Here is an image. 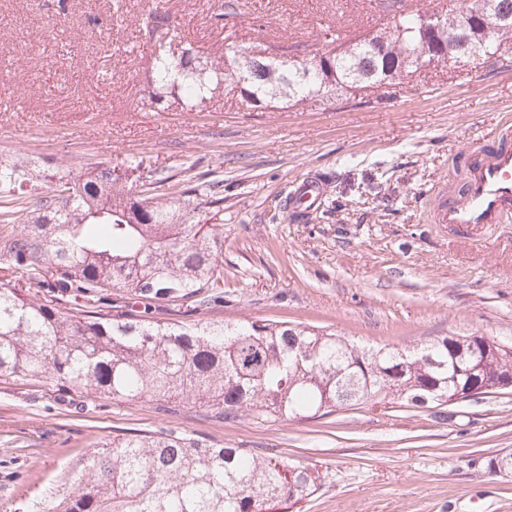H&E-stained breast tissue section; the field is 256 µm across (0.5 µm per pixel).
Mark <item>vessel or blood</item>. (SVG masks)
Listing matches in <instances>:
<instances>
[{"instance_id":"1","label":"vessel or blood","mask_w":512,"mask_h":512,"mask_svg":"<svg viewBox=\"0 0 512 512\" xmlns=\"http://www.w3.org/2000/svg\"><path fill=\"white\" fill-rule=\"evenodd\" d=\"M472 175L460 196L449 198L442 220L466 232L512 216V137L500 135L488 144L468 149ZM320 195V183L306 181L293 203L295 218H304Z\"/></svg>"}]
</instances>
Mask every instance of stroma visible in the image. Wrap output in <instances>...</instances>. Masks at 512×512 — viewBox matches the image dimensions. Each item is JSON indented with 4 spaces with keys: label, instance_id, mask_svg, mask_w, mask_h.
<instances>
[{
    "label": "stroma",
    "instance_id": "stroma-1",
    "mask_svg": "<svg viewBox=\"0 0 512 512\" xmlns=\"http://www.w3.org/2000/svg\"><path fill=\"white\" fill-rule=\"evenodd\" d=\"M0 0V160L46 169L140 162L223 208L224 301L203 320H270L405 347L442 336L512 346V223L461 235L429 223L469 177L464 150L512 116V68L465 61L358 91L343 104L249 109L225 83L195 112H149L151 47L141 18L168 13L202 52L224 42L325 43L384 27L370 0ZM321 180L308 219L288 200ZM167 426L273 452L319 470L300 512H512V388L435 409L358 405L320 418L164 419L146 403L59 394L0 378V512H42L76 463L128 430Z\"/></svg>",
    "mask_w": 512,
    "mask_h": 512
}]
</instances>
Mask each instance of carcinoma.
Segmentation results:
<instances>
[{"label":"carcinoma","mask_w":512,"mask_h":512,"mask_svg":"<svg viewBox=\"0 0 512 512\" xmlns=\"http://www.w3.org/2000/svg\"><path fill=\"white\" fill-rule=\"evenodd\" d=\"M388 19L376 36L327 52L320 72L244 58L247 48L216 47L193 66L171 51L169 15L143 19L152 46L151 112H191L233 80L254 109L334 103L385 84L392 64L414 73L431 65L422 43L438 38L456 11L451 0L422 12L408 0H379ZM472 56L490 67L512 52V32L484 42L469 29ZM0 161V376L91 392L119 403L150 402L161 416L183 407L217 422L325 416L363 404L432 409L471 398L474 381L496 393L512 379V348L485 336H443L398 349H367L344 336L283 322L232 325L194 318L224 302V235L197 224L190 188L160 192L162 178L138 187L98 163L96 175L61 170L34 204L35 164L17 175ZM173 306L185 319L156 312ZM321 485L319 471L275 453L224 446L160 427L116 436L86 459L71 489L48 512H272Z\"/></svg>","instance_id":"1"}]
</instances>
